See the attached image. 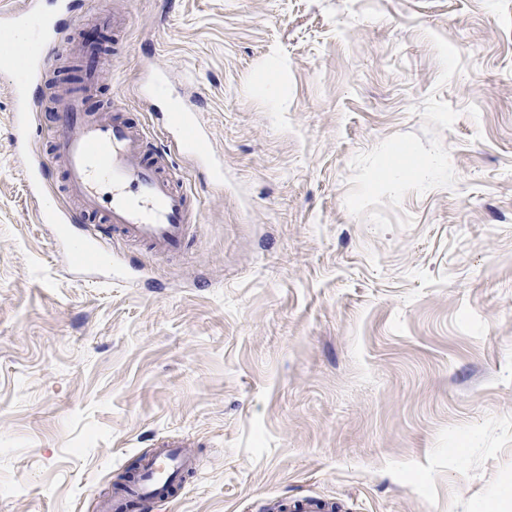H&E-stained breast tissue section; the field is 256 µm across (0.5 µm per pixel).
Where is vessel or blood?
Masks as SVG:
<instances>
[{"mask_svg": "<svg viewBox=\"0 0 512 512\" xmlns=\"http://www.w3.org/2000/svg\"><path fill=\"white\" fill-rule=\"evenodd\" d=\"M80 0H52L50 9L39 8L36 0H0V16L13 24L14 40L23 44L22 64L12 70L14 140L29 138L34 100L25 96L29 83L61 58V48L70 39L59 17L75 14ZM86 61L81 90H67L53 114L49 130L51 147L37 168L27 170L32 196H40L54 166L64 171L63 193L75 208L40 209L38 221L59 225V240L71 258L87 257L91 268L110 267L112 253L104 238L142 246L156 255L182 254L194 237L197 212L191 196L172 173V152L157 149L143 126L129 123L120 111L101 113L87 106L99 80L96 48L82 47ZM171 125L176 150L193 157L202 170L203 182L218 178L211 168L207 134L196 113H179ZM101 217V230L72 236L69 227ZM187 459L163 450L145 464V476L123 499L112 502L111 512H127L130 501L158 496L174 474L188 467Z\"/></svg>", "mask_w": 512, "mask_h": 512, "instance_id": "vessel-or-blood-1", "label": "vessel or blood"}]
</instances>
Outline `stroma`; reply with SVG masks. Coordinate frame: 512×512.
<instances>
[{"instance_id": "35a3bbf8", "label": "stroma", "mask_w": 512, "mask_h": 512, "mask_svg": "<svg viewBox=\"0 0 512 512\" xmlns=\"http://www.w3.org/2000/svg\"><path fill=\"white\" fill-rule=\"evenodd\" d=\"M95 103L163 144L194 104L224 186L172 173L177 258L80 270L38 223L0 69V512H512V0H85ZM167 97L143 101L145 71ZM190 465V462L176 453L163 450L154 454L145 464L144 478L129 492L127 497L116 500L105 507L104 512H127L130 501L142 497H157L159 490L172 479L174 474Z\"/></svg>"}]
</instances>
